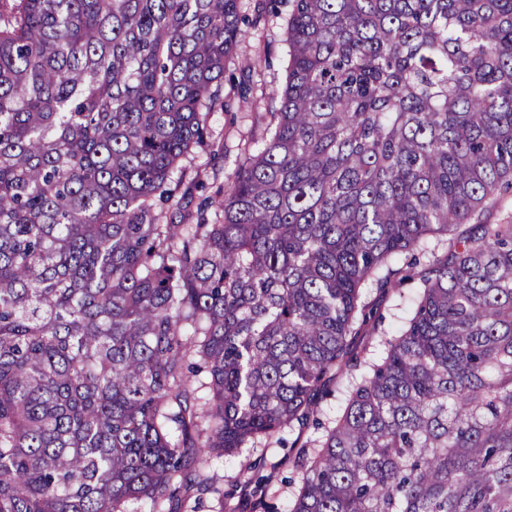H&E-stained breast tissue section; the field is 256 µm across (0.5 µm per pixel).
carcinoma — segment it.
<instances>
[{
    "mask_svg": "<svg viewBox=\"0 0 512 512\" xmlns=\"http://www.w3.org/2000/svg\"><path fill=\"white\" fill-rule=\"evenodd\" d=\"M279 3L274 123L184 224L239 0H0V512H195L287 429L288 512H512V0ZM414 286L413 281L404 283L401 295H393L382 303L381 312L385 316L384 326L388 333L396 331L407 316Z\"/></svg>",
    "mask_w": 512,
    "mask_h": 512,
    "instance_id": "obj_1",
    "label": "carcinoma"
}]
</instances>
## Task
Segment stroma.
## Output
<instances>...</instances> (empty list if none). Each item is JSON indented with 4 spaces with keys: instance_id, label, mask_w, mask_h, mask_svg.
I'll return each instance as SVG.
<instances>
[{
    "instance_id": "35a3bbf8",
    "label": "stroma",
    "mask_w": 512,
    "mask_h": 512,
    "mask_svg": "<svg viewBox=\"0 0 512 512\" xmlns=\"http://www.w3.org/2000/svg\"><path fill=\"white\" fill-rule=\"evenodd\" d=\"M250 19L237 46V61L231 78L223 80L218 100L207 121V147L187 158L171 177L175 195L192 192L194 198L224 190L225 175L243 158L265 127L266 113L277 111V90L284 83L287 47L282 40V17L272 14L267 0H240ZM260 69H252L254 60ZM283 447L246 448L235 457L213 460L209 472L221 488V495L206 494L196 512H250L252 497L247 479L253 471L271 479L268 497L286 505L289 477L296 471Z\"/></svg>"
}]
</instances>
